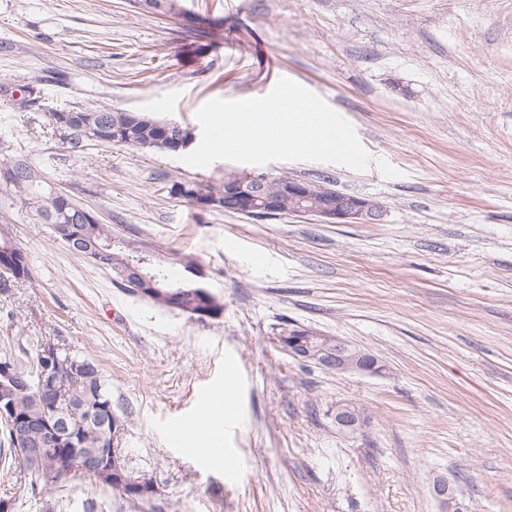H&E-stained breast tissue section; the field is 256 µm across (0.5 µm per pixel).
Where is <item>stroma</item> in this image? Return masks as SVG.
<instances>
[{"label": "stroma", "instance_id": "obj_1", "mask_svg": "<svg viewBox=\"0 0 512 512\" xmlns=\"http://www.w3.org/2000/svg\"><path fill=\"white\" fill-rule=\"evenodd\" d=\"M287 77L353 124L363 172L311 161L192 168L176 155L54 137V109L96 105L196 126L215 98L266 95ZM37 84L36 106L10 93ZM26 155L117 238L176 279L191 255L220 300L203 321L123 292L0 190V216L33 278L0 286V356L58 337L96 360L124 425L129 504L94 477L50 501L0 474L14 512H512V0H0V157ZM283 175L378 201L373 224L256 220L174 196L173 182ZM294 321L386 364L339 375L272 341ZM229 468L170 440L214 383ZM359 407L354 435L336 403Z\"/></svg>", "mask_w": 512, "mask_h": 512}]
</instances>
